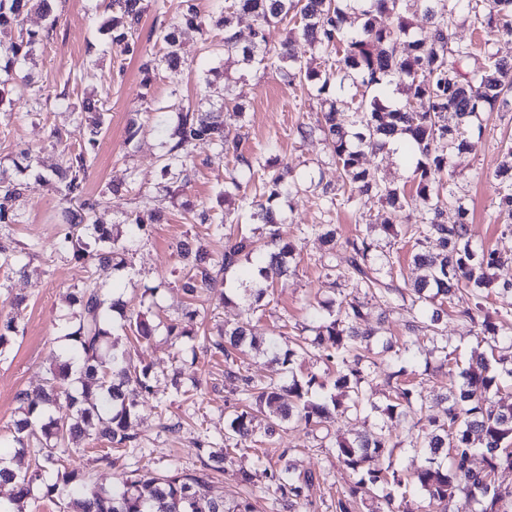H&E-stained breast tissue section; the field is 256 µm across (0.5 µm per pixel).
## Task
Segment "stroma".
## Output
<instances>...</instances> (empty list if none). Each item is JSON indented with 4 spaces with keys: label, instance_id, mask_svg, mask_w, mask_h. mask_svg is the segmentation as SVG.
Here are the masks:
<instances>
[{
    "label": "stroma",
    "instance_id": "1",
    "mask_svg": "<svg viewBox=\"0 0 512 512\" xmlns=\"http://www.w3.org/2000/svg\"><path fill=\"white\" fill-rule=\"evenodd\" d=\"M146 3L138 27L142 51L136 55L112 48L100 32L104 0H57L59 20L52 29L38 14L26 17L25 28H46L50 34L30 58L16 66L14 78L28 75L32 83L15 101L12 112L0 114V170L13 169L25 150L32 156L33 167L26 176L29 188L20 223L0 224V237H10L27 248L17 263L0 267V318L17 317L21 327L10 348L0 355L1 444H10L13 423L21 415L17 393L41 384L57 360L70 318L66 294L83 287L88 276L85 264L56 251L55 243L64 228L61 212L65 202L35 179L36 173L49 172L60 163L64 147L75 148L82 142L74 104L92 95L103 102L106 113L105 131L86 180L87 193L105 199L97 214L100 223H123L126 216L147 207L166 216L163 223L150 225L145 235L129 243L124 267L100 276L101 285L113 298L162 325L152 341L139 342L131 336L123 340L135 361L150 366L154 375V393L140 398L138 416L131 424L134 442L113 451L110 467L97 463L104 445L94 439L83 441L79 451L63 457L67 466L84 471L92 484L107 487L124 471L143 465L156 471L171 466L198 469L201 449L225 447L226 423L237 405L235 384L224 377V356L211 342L241 321L243 303L225 304L216 294L203 295L195 303L199 315L192 337L175 341L164 330L165 324L181 320L187 305L180 288L177 245L199 242L216 254L224 250L223 240L213 236L211 226L194 220L192 213L182 208V201L190 200L196 209H209L218 218L224 208L217 195L225 183L234 178L252 190L260 184L259 178L250 177L233 157L216 159L212 146L201 142L193 149L196 167L178 198H171L159 186L160 157L167 149L165 128L175 121L174 115L160 114L159 109L180 99L195 100L197 86L209 69H219L220 74L213 79L205 108L217 110L239 103L245 109L240 117L225 115L227 139L240 140L246 156L267 160L272 169L289 167L301 183L297 194L278 204L285 217L280 234L296 243L297 255L287 276L270 288L265 306L256 312V335L276 338L284 347L291 345L309 323L314 307L351 292V282L334 281L328 268L334 265L346 270V241L362 230H370L379 250L389 254L393 287L407 288L419 275L412 262L413 239L405 233L388 239L376 231V224L385 216L377 199L342 198L331 207L322 202L319 186L337 183L336 165L322 138L302 140L296 134L299 124L313 121L316 101L299 83H288L282 76L260 69H242L236 59L225 56L224 32L209 22L213 0H196L200 15L207 20L204 29L182 30L187 60L183 74L173 78L161 68L150 87H143L144 57L164 54L156 28L179 20V0ZM228 86L233 89L229 97L224 94ZM133 117L142 123L143 131L130 142L126 129ZM480 123V130L470 137L469 149L453 159L451 186L466 199L474 245L503 256V265L491 271L500 283L512 280V234L504 232L495 218L499 187L495 170L501 151L512 143V112L482 113ZM115 184L123 185V192L109 194V187ZM311 224L336 226L335 249L304 234V227ZM441 329L458 362L487 348L473 325L456 313L444 317ZM413 350L416 358L408 364L406 378L426 398L425 413L438 414L441 408L435 399L448 391V369L441 365L431 337H419ZM398 368L393 360L379 359L374 379L366 387L372 408L338 418L331 436L289 423L274 444H240L233 463L214 473L211 495L228 503L246 495L255 512H287L275 498L269 473L271 468L288 464L295 474L314 476L296 512H335L337 489L353 479L334 455L337 437L350 438L383 426L388 427L395 448L391 456L378 458V466L392 462L404 473H412L424 463L423 455L409 445L411 435L422 426L420 416L388 424L379 410L385 401L386 375ZM176 377L184 387H195V398L175 392L171 381ZM240 465L251 471V486L239 484L236 468Z\"/></svg>",
    "mask_w": 512,
    "mask_h": 512
}]
</instances>
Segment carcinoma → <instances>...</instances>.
Segmentation results:
<instances>
[{
  "instance_id": "cac0c4a2",
  "label": "carcinoma",
  "mask_w": 512,
  "mask_h": 512,
  "mask_svg": "<svg viewBox=\"0 0 512 512\" xmlns=\"http://www.w3.org/2000/svg\"><path fill=\"white\" fill-rule=\"evenodd\" d=\"M53 0H0V112L13 106L16 85L12 72L15 65L30 57L49 34L23 27L24 18L37 12L54 27ZM462 0H232L215 4V25L224 28V54L239 58L249 68H263L279 73L307 86L317 100L314 122L298 129L304 138L316 132L328 143L336 169L348 198L368 197L381 201L388 210L382 225L391 234L396 224H409L410 213H420L419 222L410 224L417 251L413 262L424 275L404 294L397 288L382 287L377 274L392 270L389 256L374 253L367 234L347 241L350 247V277L365 292L382 298L395 295L406 303L412 314L407 329L411 333L435 331L442 309L435 303H447L478 328L490 350H495L499 332L512 321V303L490 307L491 279L488 271L501 263L492 250L472 244L470 227L462 197L446 186L452 156L464 153L473 130L480 127L484 112L512 110V61L499 58L486 49L478 52L473 44L455 41L450 26ZM111 15L101 23L113 47L124 54L139 52L136 31L145 12L144 0H111ZM466 8L473 22L498 35L512 39V0H467ZM250 14L255 24L244 32L235 25L236 15ZM392 17L395 24H384ZM421 19L414 31L413 18ZM289 20L311 50L320 55L326 69L303 64L292 42L279 49L267 47L264 27L275 21ZM157 40L167 49L164 62L178 73L185 64L180 52L179 27L162 24ZM339 79L338 89L331 88L330 77ZM399 79L405 99L393 103L385 98L386 88ZM355 89L350 100L339 94L344 83ZM419 100L423 110L412 109ZM176 121L169 133L171 145L162 155L161 177L166 190L187 185L190 177V148L208 142L215 156L231 155L248 169L265 168L261 159L244 156L241 141L224 136V113L203 112L191 103L170 105ZM352 112L350 125L340 114ZM85 138L79 150L64 154L61 167L52 175L38 179L55 185L64 199L75 201L78 208L68 211L67 226L56 243L60 252L88 265L92 273L107 268L114 261L115 240L112 229L104 224L93 228L84 240L80 228L102 206V197L87 194L86 177L90 160L103 133V110L98 100L87 97L75 108ZM406 141L403 158L413 165V191L406 192L387 183L375 171L362 167L367 152L388 154L393 139ZM500 180L498 218L504 230L512 231V146L504 149L496 170ZM237 181L224 187V195L239 197L240 207L249 212V220L263 226L266 234L264 251L255 252L253 237L226 232L228 217L215 224L214 235L224 239V253L213 259L201 248L192 249L187 242L177 247L185 260L187 273L180 281L185 295L193 300L204 291L218 287V277L252 255L258 258V275L263 286L248 289L242 297L246 321L224 331V342H214L224 360L234 361L235 354L247 346L261 350L264 342L251 336L249 315L256 312L267 288L288 272L295 254L294 245L283 239L277 225L283 223L274 204L297 191V182L288 172L275 174L264 183L266 202L261 203L241 192ZM24 183L0 174V223L20 222V201ZM162 220V215L145 210L129 218L127 229L135 238L144 226ZM72 308L68 332L64 335L63 360L49 371L43 384L23 390L17 399L23 417L15 423L12 459L33 461L24 471L15 469L0 458V485L10 484L13 493L8 502H0V512H14L13 506L32 496L33 488L42 484L44 496L69 501L64 512H254L249 499L231 504L218 501L207 493L209 454L202 469L187 473L177 467L163 474L142 468L123 473L111 487L90 486L85 474L61 464L68 451L67 441H79L95 435L110 445L133 442L127 433L135 413V394H153L151 369L133 364L130 355L118 348L113 314L128 322L140 340L151 339L157 326L141 312H127L119 300H109L97 278L68 297ZM197 310L189 307L183 321L166 325L167 335L176 339L187 336L186 324L193 322ZM315 336L302 338L294 348L281 349L274 341L275 361L288 372V378L255 385L251 379L228 367L226 376L240 381L241 410L229 418L230 438L247 441L254 435L253 411L265 414V436L271 438L283 423L292 420L306 425L321 424L337 413H358L370 404L362 384L372 381L376 362L367 355L376 331L365 319V303L351 295L340 299L336 309L311 313ZM19 333L17 319L0 320V355L5 353ZM323 352V358L336 367L335 387L339 397L321 402L309 398L317 377L298 379L292 364L297 354ZM381 352L395 359L408 360V344L382 341ZM443 362L448 364L450 387L444 400L448 406L443 417L427 418L426 431L416 437L413 447L426 456V465L416 471L414 483L428 496L429 504L449 505L464 496V507L476 505L474 512H512V489L496 485L494 474L512 469V403L496 399L501 387L512 382V365L495 356H480L467 367L456 370L450 365L448 346L441 347ZM405 370L395 374L383 414L390 420L425 408L426 400L414 386L401 379ZM394 447L382 432H371L352 440L336 443V460L357 477L335 503L336 512H352L357 501L383 498L387 512L394 499L389 489L404 483L400 469L393 465L377 468L376 457ZM479 453L483 467L470 465ZM48 472L56 473L53 482L44 481ZM275 492L283 505L293 507L313 481L302 478L288 468L270 472Z\"/></svg>"
}]
</instances>
